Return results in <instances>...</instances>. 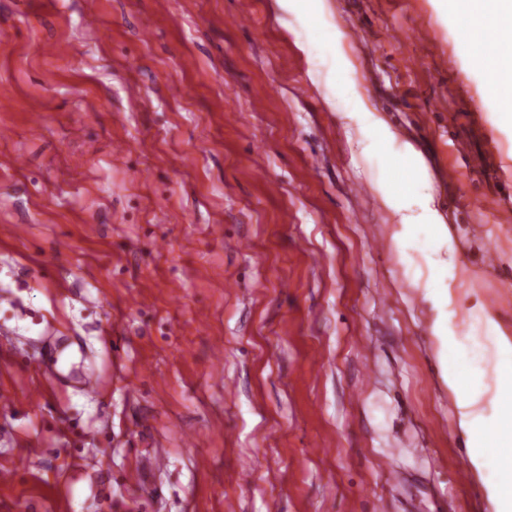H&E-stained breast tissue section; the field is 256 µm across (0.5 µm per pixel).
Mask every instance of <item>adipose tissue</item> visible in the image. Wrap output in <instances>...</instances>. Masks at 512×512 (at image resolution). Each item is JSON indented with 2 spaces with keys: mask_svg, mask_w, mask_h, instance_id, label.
<instances>
[{
  "mask_svg": "<svg viewBox=\"0 0 512 512\" xmlns=\"http://www.w3.org/2000/svg\"><path fill=\"white\" fill-rule=\"evenodd\" d=\"M287 2L304 20L300 50L308 62L320 57L333 61L346 116L360 135L359 143L377 151L370 185L390 216L393 249L401 254L414 247L427 260L426 273L412 275L409 284L431 310L427 332L454 398V428L465 443L466 467L492 512H512V331L484 305L461 307L469 272L432 191L426 161L381 113L366 106L342 52L343 35L328 0ZM487 2L440 0L438 9L451 23L462 54L472 58L485 102L497 110L500 129L512 134V113L497 109L505 96H512V69L504 68L498 55L472 50L475 34L499 24Z\"/></svg>",
  "mask_w": 512,
  "mask_h": 512,
  "instance_id": "obj_1",
  "label": "adipose tissue"
}]
</instances>
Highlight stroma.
<instances>
[{
	"label": "stroma",
	"mask_w": 512,
	"mask_h": 512,
	"mask_svg": "<svg viewBox=\"0 0 512 512\" xmlns=\"http://www.w3.org/2000/svg\"><path fill=\"white\" fill-rule=\"evenodd\" d=\"M329 3L465 302L512 330V135L435 0ZM301 29L276 0H0V512H492L457 480L426 264ZM166 459L165 448H154L148 455L141 458L138 465L127 473V480L139 484L144 476L160 469Z\"/></svg>",
	"instance_id": "obj_1"
}]
</instances>
